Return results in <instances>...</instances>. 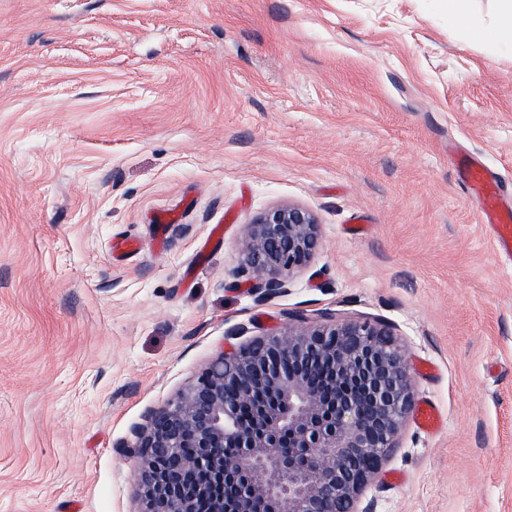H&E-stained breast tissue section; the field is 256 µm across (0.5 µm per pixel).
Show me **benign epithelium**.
<instances>
[{"label": "benign epithelium", "instance_id": "benign-epithelium-1", "mask_svg": "<svg viewBox=\"0 0 512 512\" xmlns=\"http://www.w3.org/2000/svg\"><path fill=\"white\" fill-rule=\"evenodd\" d=\"M320 244L310 211L272 208L245 225L234 274L261 303L285 296ZM412 404L387 321L290 313L132 428L138 512H374L362 492Z\"/></svg>", "mask_w": 512, "mask_h": 512}]
</instances>
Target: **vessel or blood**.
Segmentation results:
<instances>
[{
  "instance_id": "vessel-or-blood-1",
  "label": "vessel or blood",
  "mask_w": 512,
  "mask_h": 512,
  "mask_svg": "<svg viewBox=\"0 0 512 512\" xmlns=\"http://www.w3.org/2000/svg\"><path fill=\"white\" fill-rule=\"evenodd\" d=\"M465 183L468 197L479 202L480 218L492 232L496 254L512 258V216L500 212L496 186L481 163L466 162Z\"/></svg>"
}]
</instances>
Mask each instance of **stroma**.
I'll return each instance as SVG.
<instances>
[{
    "mask_svg": "<svg viewBox=\"0 0 512 512\" xmlns=\"http://www.w3.org/2000/svg\"><path fill=\"white\" fill-rule=\"evenodd\" d=\"M497 10L0 0V512H136L143 413L325 310L391 323L445 417H407L363 501L512 512V266L448 156L480 155L512 206V47L472 35ZM288 204L321 245L259 303L239 243Z\"/></svg>",
    "mask_w": 512,
    "mask_h": 512,
    "instance_id": "35a3bbf8",
    "label": "stroma"
}]
</instances>
